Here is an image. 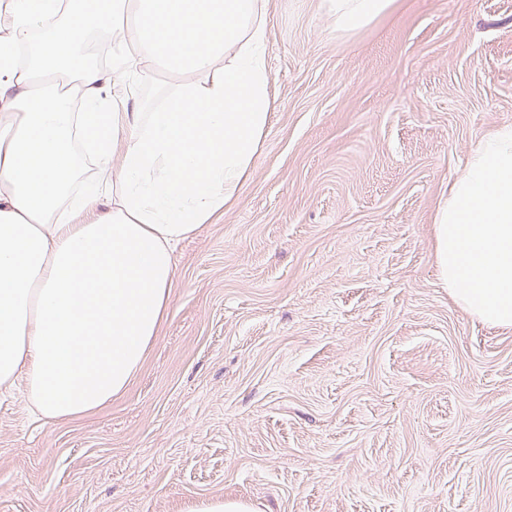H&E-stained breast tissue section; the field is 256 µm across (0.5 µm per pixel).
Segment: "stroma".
Returning <instances> with one entry per match:
<instances>
[{
	"label": "stroma",
	"instance_id": "35a3bbf8",
	"mask_svg": "<svg viewBox=\"0 0 512 512\" xmlns=\"http://www.w3.org/2000/svg\"><path fill=\"white\" fill-rule=\"evenodd\" d=\"M267 66L250 178L177 246L128 390L47 424L0 394V512H512V328L454 303L431 224L512 124V0H397L347 36L276 0ZM179 82L147 65L126 111ZM196 512H254L253 506L244 500L224 501V498L210 499L201 504Z\"/></svg>",
	"mask_w": 512,
	"mask_h": 512
}]
</instances>
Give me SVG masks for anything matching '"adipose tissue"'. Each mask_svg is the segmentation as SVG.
<instances>
[{"label":"adipose tissue","mask_w":512,"mask_h":512,"mask_svg":"<svg viewBox=\"0 0 512 512\" xmlns=\"http://www.w3.org/2000/svg\"><path fill=\"white\" fill-rule=\"evenodd\" d=\"M340 34L391 13L395 0H326ZM272 0H10L0 39V392L21 388L42 422L85 416L124 394L170 301L174 250L229 207L250 176L273 99ZM105 30L111 71L85 64ZM185 76L154 111L120 110L145 62ZM44 74L112 83L113 108L81 111ZM91 153L112 181L70 189ZM86 223H79V216ZM441 282L482 323L512 327V125L490 131L433 214Z\"/></svg>","instance_id":"adipose-tissue-1"}]
</instances>
